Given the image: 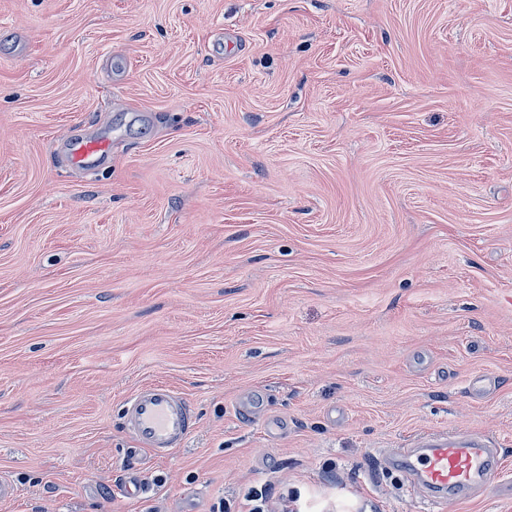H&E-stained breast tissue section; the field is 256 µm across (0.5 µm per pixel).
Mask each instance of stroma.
Here are the masks:
<instances>
[{"label":"stroma","mask_w":512,"mask_h":512,"mask_svg":"<svg viewBox=\"0 0 512 512\" xmlns=\"http://www.w3.org/2000/svg\"><path fill=\"white\" fill-rule=\"evenodd\" d=\"M153 384L199 423L127 497ZM441 433L500 459L450 507L392 463ZM1 475L0 512H512V0H0ZM109 142L104 138H79L71 141L69 157L72 164L85 166L104 157Z\"/></svg>","instance_id":"1"}]
</instances>
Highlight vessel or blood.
<instances>
[{
    "label": "vessel or blood",
    "instance_id": "vessel-or-blood-1",
    "mask_svg": "<svg viewBox=\"0 0 512 512\" xmlns=\"http://www.w3.org/2000/svg\"><path fill=\"white\" fill-rule=\"evenodd\" d=\"M108 149L106 139L79 138L71 142L69 157L72 164L84 166L104 157ZM125 426L144 448L163 452L184 445L197 427V417L181 393L154 384L127 399ZM495 464L486 440L451 434L427 438L411 471L422 486L444 491L452 503L462 491L485 485Z\"/></svg>",
    "mask_w": 512,
    "mask_h": 512
}]
</instances>
